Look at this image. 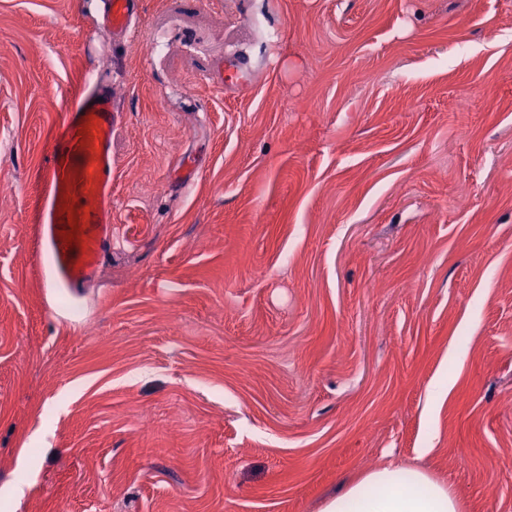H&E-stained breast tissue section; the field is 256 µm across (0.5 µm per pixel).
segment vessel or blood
<instances>
[{"instance_id":"1","label":"vessel or blood","mask_w":512,"mask_h":512,"mask_svg":"<svg viewBox=\"0 0 512 512\" xmlns=\"http://www.w3.org/2000/svg\"><path fill=\"white\" fill-rule=\"evenodd\" d=\"M136 14L137 0H105L103 22L115 35H126ZM114 110L100 84L75 98L45 160L40 235L52 253L55 280L68 288L90 281L112 246Z\"/></svg>"}]
</instances>
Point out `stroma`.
<instances>
[{
	"label": "stroma",
	"mask_w": 512,
	"mask_h": 512,
	"mask_svg": "<svg viewBox=\"0 0 512 512\" xmlns=\"http://www.w3.org/2000/svg\"><path fill=\"white\" fill-rule=\"evenodd\" d=\"M102 8L0 0V512H321L390 461L512 512V0ZM94 82L123 242L76 293L40 174ZM136 15V0H105L103 23L117 36L127 34Z\"/></svg>",
	"instance_id": "35a3bbf8"
}]
</instances>
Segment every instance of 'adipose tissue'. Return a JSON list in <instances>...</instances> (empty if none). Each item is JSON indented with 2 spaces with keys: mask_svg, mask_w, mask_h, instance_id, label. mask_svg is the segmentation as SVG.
<instances>
[{
  "mask_svg": "<svg viewBox=\"0 0 512 512\" xmlns=\"http://www.w3.org/2000/svg\"><path fill=\"white\" fill-rule=\"evenodd\" d=\"M322 512H461L449 485L418 466L388 463L362 474Z\"/></svg>",
  "mask_w": 512,
  "mask_h": 512,
  "instance_id": "1",
  "label": "adipose tissue"
}]
</instances>
